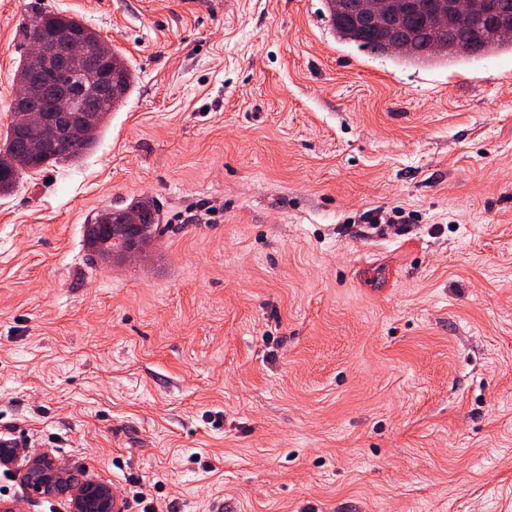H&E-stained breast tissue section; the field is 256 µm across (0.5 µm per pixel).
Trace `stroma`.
Wrapping results in <instances>:
<instances>
[{"label":"stroma","instance_id":"1","mask_svg":"<svg viewBox=\"0 0 512 512\" xmlns=\"http://www.w3.org/2000/svg\"><path fill=\"white\" fill-rule=\"evenodd\" d=\"M50 6L129 58L0 198V436L130 512H512V49L403 64L325 0H0V136ZM137 195L165 232L90 262ZM19 512H70L0 468ZM131 209L141 213L148 224L153 226L144 231L138 239L139 249L136 246L127 248V254H137L139 250L156 241L163 233L160 228L158 211L153 199L149 196L139 195L124 207H110L97 213L90 224H84L83 237L85 246L92 258L105 264L112 263V256L118 251L113 247V241H109L101 232L105 224L116 222L122 210Z\"/></svg>","mask_w":512,"mask_h":512}]
</instances>
